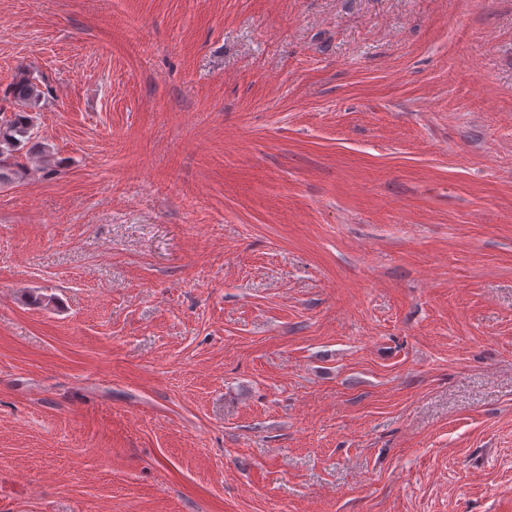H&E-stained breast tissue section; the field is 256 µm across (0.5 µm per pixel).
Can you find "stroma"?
Segmentation results:
<instances>
[{"instance_id":"stroma-1","label":"stroma","mask_w":512,"mask_h":512,"mask_svg":"<svg viewBox=\"0 0 512 512\" xmlns=\"http://www.w3.org/2000/svg\"><path fill=\"white\" fill-rule=\"evenodd\" d=\"M23 73L0 512H512V0H0Z\"/></svg>"}]
</instances>
